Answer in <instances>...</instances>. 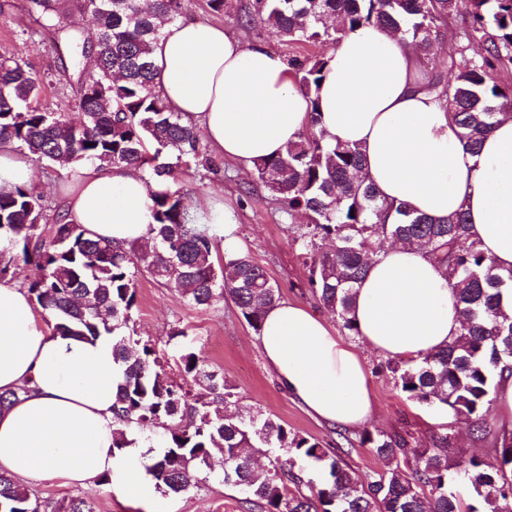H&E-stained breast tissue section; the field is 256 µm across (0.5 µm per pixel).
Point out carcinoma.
Masks as SVG:
<instances>
[{
  "label": "carcinoma",
  "instance_id": "cac0c4a2",
  "mask_svg": "<svg viewBox=\"0 0 512 512\" xmlns=\"http://www.w3.org/2000/svg\"><path fill=\"white\" fill-rule=\"evenodd\" d=\"M54 31L67 29L52 0H34ZM187 0H109L93 8L96 45L73 38L75 55L96 49L94 69L81 83L74 114L45 112L30 105L40 84L18 62L0 59V138L27 150L45 169H69L81 162L127 166L145 176L155 226L153 247L114 246L85 236L79 224L59 215L44 222V204L32 184L0 192V279L24 266L36 276L25 282L33 300L62 333L112 337L121 368L116 386L112 447L130 448L131 424L167 426L161 451L150 468L164 494H180L212 457H224V484L238 489L244 512H512V434L496 438L495 454L479 459L448 447L438 435L431 448H413L399 432L363 434L387 469L365 480L345 461L341 447L325 448L314 438L271 419L229 417L210 410L211 400L237 403L233 386L210 369L187 344L177 364L195 389L165 369L155 346L129 333L137 308L136 276L147 274L176 290L190 305L211 308L234 303L248 325L260 332L266 310L280 301L266 270L248 255L224 246L215 262L216 225L202 223L180 190L178 174L191 166L214 169L216 162L197 137L169 110L154 87L153 44L158 20L182 17ZM246 31H275L290 48L288 66L306 94L316 89L330 49L349 31L374 26L412 38L424 56L427 87L459 129L467 150L478 152L495 114L512 109V82L496 75L512 68V0H248L236 15ZM457 52H434L443 39ZM479 40L485 53L474 58ZM316 122L283 155L254 163L257 182L292 217H308L303 240L308 284L323 307L357 336L350 317L353 289L366 275L381 240L419 243L455 290L463 316L460 332L444 349L419 360L394 361L389 371L407 399L436 405L470 420L480 438L490 434L485 406L496 379L512 370V320L501 315V290L512 285L470 239L466 213L435 222L378 197L361 176L363 153L333 146ZM332 240L328 251L316 240ZM278 448L270 466H254L248 449ZM320 463L325 478L316 487L295 469V458ZM472 489L478 505L462 506L448 490V473ZM3 512H95L93 499L41 500L11 475L0 473Z\"/></svg>",
  "mask_w": 512,
  "mask_h": 512
}]
</instances>
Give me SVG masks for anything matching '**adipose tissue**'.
<instances>
[{
  "label": "adipose tissue",
  "instance_id": "obj_1",
  "mask_svg": "<svg viewBox=\"0 0 512 512\" xmlns=\"http://www.w3.org/2000/svg\"><path fill=\"white\" fill-rule=\"evenodd\" d=\"M314 95L262 44L209 21L164 24L153 48L155 90L215 153L245 166L285 154L310 117L333 145L359 147L363 175L381 199L443 220L464 211L471 239L501 270L512 269V114L494 119L479 153L466 151L424 80L409 40L366 26L331 50ZM33 165L0 139V190L30 183ZM68 221L88 237L128 246L151 240L153 216L139 171L88 163L64 190ZM361 339L395 359H418L450 343L462 316L452 288L418 245H386L354 292ZM259 349L280 386L317 420L352 428L375 408L359 352L308 307L264 315ZM120 369L108 338L85 340L50 327L26 288L0 281V472L58 478L83 487L109 480L127 496L149 485L138 449L116 450L112 404Z\"/></svg>",
  "mask_w": 512,
  "mask_h": 512
}]
</instances>
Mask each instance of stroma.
Wrapping results in <instances>:
<instances>
[{"mask_svg":"<svg viewBox=\"0 0 512 512\" xmlns=\"http://www.w3.org/2000/svg\"><path fill=\"white\" fill-rule=\"evenodd\" d=\"M54 3L66 15L67 34L43 28V18L32 0H0V56L17 59L38 80L41 93L36 107L71 112L80 92L79 77L91 60L74 57L67 38L94 39L96 26L89 13L79 10V0ZM177 186L193 205L211 196L223 197L225 209L234 216L232 245L266 270L282 302L317 309L307 286L303 249L295 240L296 228L283 218L278 202L257 183L252 172L223 158L217 172L197 168L180 173ZM137 297L138 308L133 315L137 339L152 342L159 353L170 358L174 355L171 334L185 330L207 364L234 386L242 413L274 419L326 446L336 443V426L313 418L279 387L256 345L255 331L233 303L196 308L174 289L147 275L137 279ZM350 342L364 358L377 396V408L364 427L348 432L352 444L346 460L359 475L370 479L384 468L369 446L361 442L366 431H400L417 448L431 447L433 434H444L450 447L464 448L483 458L491 455V440L475 438L464 417L407 399L387 368V357L358 337H351ZM241 499L238 490L225 486L224 466L216 461L181 494L155 489L142 501L123 494L119 488L99 486L95 508L96 512H242Z\"/></svg>","mask_w":512,"mask_h":512,"instance_id":"stroma-1","label":"stroma"}]
</instances>
